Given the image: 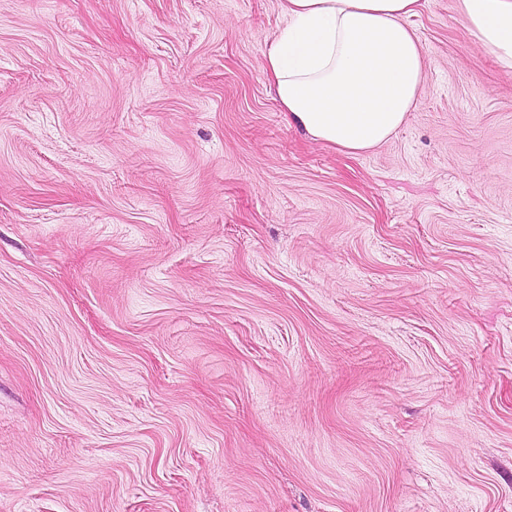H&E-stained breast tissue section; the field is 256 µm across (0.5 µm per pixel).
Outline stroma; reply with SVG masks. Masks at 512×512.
I'll return each instance as SVG.
<instances>
[{"label":"stroma","instance_id":"stroma-1","mask_svg":"<svg viewBox=\"0 0 512 512\" xmlns=\"http://www.w3.org/2000/svg\"><path fill=\"white\" fill-rule=\"evenodd\" d=\"M279 0H0V512H512V71L453 0L357 156Z\"/></svg>","mask_w":512,"mask_h":512}]
</instances>
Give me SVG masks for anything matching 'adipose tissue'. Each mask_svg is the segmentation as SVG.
<instances>
[{
    "instance_id": "obj_1",
    "label": "adipose tissue",
    "mask_w": 512,
    "mask_h": 512,
    "mask_svg": "<svg viewBox=\"0 0 512 512\" xmlns=\"http://www.w3.org/2000/svg\"><path fill=\"white\" fill-rule=\"evenodd\" d=\"M421 0H279L282 23L265 73L291 121L348 155L373 150L405 122L424 88L411 24ZM465 31L512 70V0H453Z\"/></svg>"
}]
</instances>
